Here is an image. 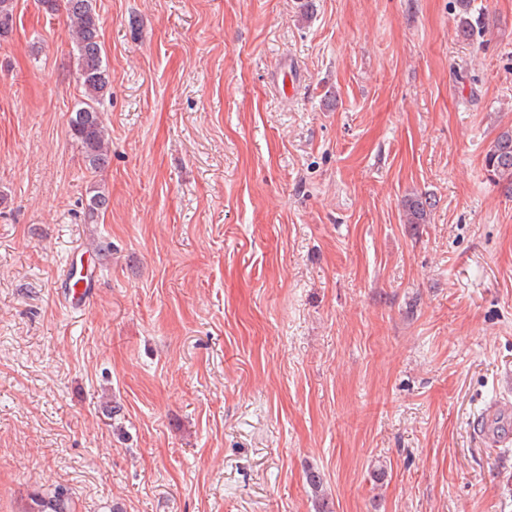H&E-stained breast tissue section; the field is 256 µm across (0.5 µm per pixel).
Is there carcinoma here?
<instances>
[{
  "label": "carcinoma",
  "instance_id": "cac0c4a2",
  "mask_svg": "<svg viewBox=\"0 0 512 512\" xmlns=\"http://www.w3.org/2000/svg\"><path fill=\"white\" fill-rule=\"evenodd\" d=\"M65 2V26L77 51V75L81 98L68 118L71 138L80 147L86 169L96 172L110 159V136L99 106L109 93V75L103 65L100 41L101 18L96 0H40L43 10L56 14L59 2ZM16 0H0V39L13 31ZM488 179L512 194V130L501 132L484 157ZM109 195L101 186L91 187L86 207L87 222H96L108 208ZM430 202L415 196L406 201L405 217L409 224H426ZM69 489L57 485L44 496L35 498L31 512H70Z\"/></svg>",
  "mask_w": 512,
  "mask_h": 512
}]
</instances>
